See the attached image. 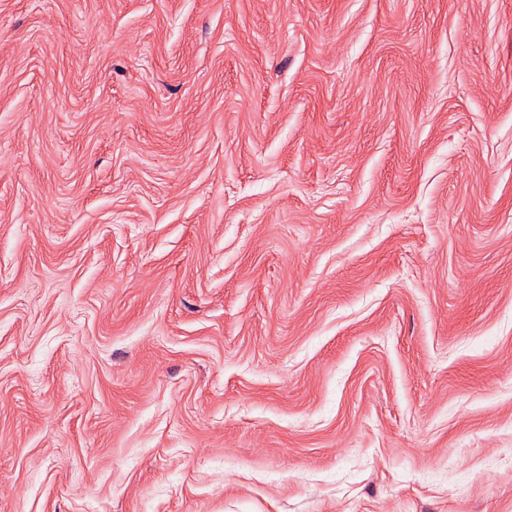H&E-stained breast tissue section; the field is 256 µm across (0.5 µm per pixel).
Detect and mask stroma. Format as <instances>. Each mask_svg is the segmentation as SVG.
I'll return each instance as SVG.
<instances>
[{"instance_id":"stroma-1","label":"stroma","mask_w":512,"mask_h":512,"mask_svg":"<svg viewBox=\"0 0 512 512\" xmlns=\"http://www.w3.org/2000/svg\"><path fill=\"white\" fill-rule=\"evenodd\" d=\"M0 512H512V0H0Z\"/></svg>"}]
</instances>
